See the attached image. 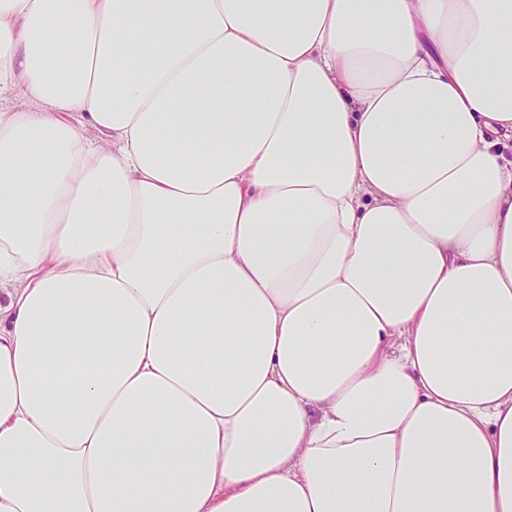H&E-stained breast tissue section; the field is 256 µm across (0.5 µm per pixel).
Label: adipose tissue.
<instances>
[{
	"instance_id": "ef3b65f1",
	"label": "adipose tissue",
	"mask_w": 512,
	"mask_h": 512,
	"mask_svg": "<svg viewBox=\"0 0 512 512\" xmlns=\"http://www.w3.org/2000/svg\"><path fill=\"white\" fill-rule=\"evenodd\" d=\"M512 0H0V512H512Z\"/></svg>"
}]
</instances>
